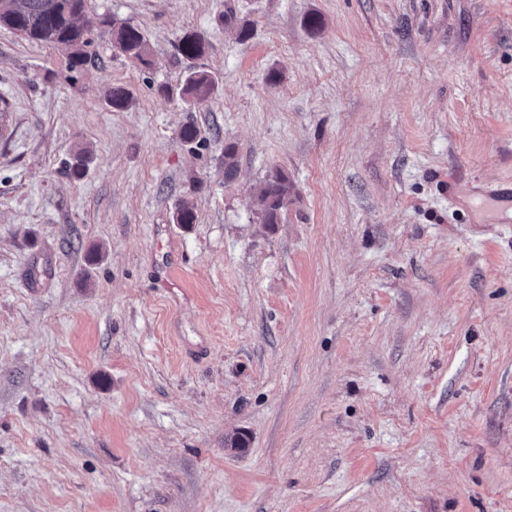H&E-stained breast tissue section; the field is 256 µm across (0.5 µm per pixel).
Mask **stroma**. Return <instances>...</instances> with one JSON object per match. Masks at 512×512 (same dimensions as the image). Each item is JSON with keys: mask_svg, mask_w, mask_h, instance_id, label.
Returning <instances> with one entry per match:
<instances>
[{"mask_svg": "<svg viewBox=\"0 0 512 512\" xmlns=\"http://www.w3.org/2000/svg\"><path fill=\"white\" fill-rule=\"evenodd\" d=\"M89 7L153 67L0 26V512H512V0ZM99 23L110 27L113 46L122 55L146 67L152 65L153 52L141 29L115 18H103ZM177 55L183 61H197L206 53L205 40L195 32H186L176 46ZM216 76L199 67L190 68L179 89V99L188 111L205 103L217 89ZM291 182L282 170L268 175L258 195V217L265 228L271 230L280 221L281 213L286 208L291 192Z\"/></svg>", "mask_w": 512, "mask_h": 512, "instance_id": "obj_1", "label": "stroma"}]
</instances>
